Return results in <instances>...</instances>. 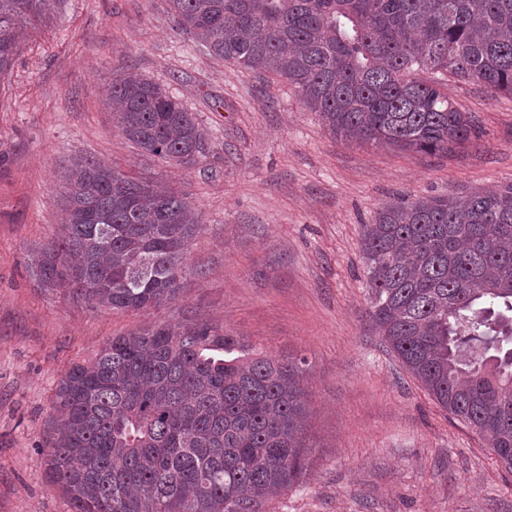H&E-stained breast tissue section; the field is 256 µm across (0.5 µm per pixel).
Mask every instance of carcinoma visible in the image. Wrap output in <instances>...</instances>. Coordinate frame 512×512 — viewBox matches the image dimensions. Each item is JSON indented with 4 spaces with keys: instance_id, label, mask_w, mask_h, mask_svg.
Here are the masks:
<instances>
[{
    "instance_id": "1",
    "label": "carcinoma",
    "mask_w": 512,
    "mask_h": 512,
    "mask_svg": "<svg viewBox=\"0 0 512 512\" xmlns=\"http://www.w3.org/2000/svg\"><path fill=\"white\" fill-rule=\"evenodd\" d=\"M51 0H0V77ZM225 64L291 84L334 136L435 154L477 136L448 78L512 95V0H168ZM108 103L141 152L191 168L192 113L149 78ZM69 222L37 252L45 288L139 311L179 294L199 229L186 194L97 161L72 164ZM370 318L406 370L512 470V184L385 204L364 225ZM198 320L117 336L68 368L43 449L72 512H264L309 471L305 359L250 357Z\"/></svg>"
}]
</instances>
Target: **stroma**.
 <instances>
[{
    "label": "stroma",
    "instance_id": "1",
    "mask_svg": "<svg viewBox=\"0 0 512 512\" xmlns=\"http://www.w3.org/2000/svg\"><path fill=\"white\" fill-rule=\"evenodd\" d=\"M178 96L205 155H143L106 104L117 73ZM480 136L428 155L333 137L290 86L224 65L178 29L167 0H52L0 79V512H71L42 448L71 362L155 323L208 321L252 352L305 358L310 472L267 512H512V475L440 407L368 311L361 237L394 198L512 183V96L449 80ZM165 181L200 216L176 300L92 309L40 287L36 251L64 222L71 164Z\"/></svg>",
    "mask_w": 512,
    "mask_h": 512
}]
</instances>
